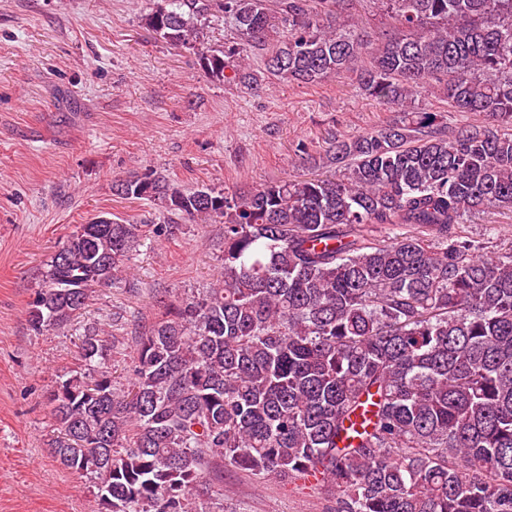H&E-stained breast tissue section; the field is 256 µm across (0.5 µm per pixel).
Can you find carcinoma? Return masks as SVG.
<instances>
[{"label": "carcinoma", "instance_id": "carcinoma-1", "mask_svg": "<svg viewBox=\"0 0 512 512\" xmlns=\"http://www.w3.org/2000/svg\"><path fill=\"white\" fill-rule=\"evenodd\" d=\"M344 0H160L157 37L200 69L257 76L204 46L224 17L266 71L303 84L343 71L406 110L442 85L482 117L452 137L434 112L336 140L340 175L229 195L176 188L152 171L112 185L124 199L224 225L222 280L174 298L137 340L125 391L95 366L51 391L50 456L99 479L97 512H193L213 463L254 475L318 476L336 512H512V251L480 258L460 225L512 209V0H380L398 31L376 43L336 28ZM287 31L268 46L271 32ZM141 224L75 227L28 311L68 322L115 284Z\"/></svg>", "mask_w": 512, "mask_h": 512}]
</instances>
